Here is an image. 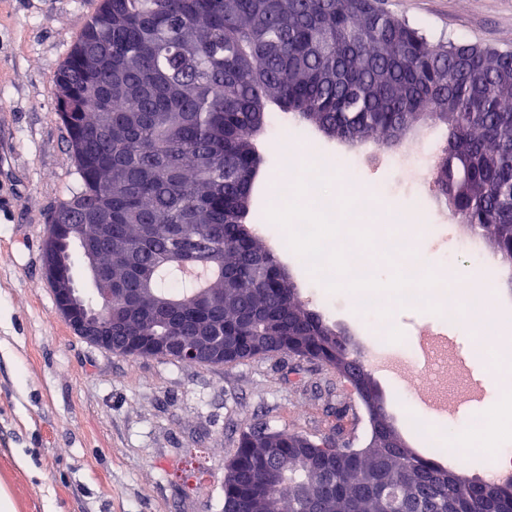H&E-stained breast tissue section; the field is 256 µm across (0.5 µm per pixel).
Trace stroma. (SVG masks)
I'll use <instances>...</instances> for the list:
<instances>
[{
    "mask_svg": "<svg viewBox=\"0 0 512 512\" xmlns=\"http://www.w3.org/2000/svg\"><path fill=\"white\" fill-rule=\"evenodd\" d=\"M99 0H0V491L14 512H222L225 462L243 430L261 426L315 440L363 447L369 416L356 391L336 371L316 361L269 355L233 365L204 366L129 358L80 336L59 315L42 268L51 217L77 186L66 131L55 112L57 71ZM431 40L512 49V0H382ZM277 134L261 145L262 178L254 187L251 222L271 225L262 235L288 268L300 299L312 309L330 301L327 319L351 341L372 331L350 310L347 292L315 287L285 237L287 223L271 185L298 161H284ZM377 168L364 169L340 198L350 223L366 224L363 242L375 247L382 214L394 208L426 211L431 223L451 224L443 199L410 195L413 171L394 174L380 192ZM447 265L427 263L419 300L391 310L403 334L426 327L434 295L451 280ZM512 335L496 336L470 369L483 373L502 400L512 399ZM465 371L407 375L417 391L445 398L444 417L425 416L434 439L454 436L463 420L451 411ZM344 417H337V410ZM203 448L209 474L186 496L163 466L176 449Z\"/></svg>",
    "mask_w": 512,
    "mask_h": 512,
    "instance_id": "35a3bbf8",
    "label": "stroma"
}]
</instances>
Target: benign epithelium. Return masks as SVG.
<instances>
[{
  "mask_svg": "<svg viewBox=\"0 0 512 512\" xmlns=\"http://www.w3.org/2000/svg\"><path fill=\"white\" fill-rule=\"evenodd\" d=\"M56 216L44 246V268L52 283L58 313L79 336L89 343L119 356L132 352L161 353L183 358L190 363L210 366L232 364L243 356H259L268 352L242 342L236 335H212V326L205 319L192 324V336H131L126 332L127 313L135 301L132 288H108L97 309L87 308L79 289L73 287L64 268L63 250L75 233V225L62 224Z\"/></svg>",
  "mask_w": 512,
  "mask_h": 512,
  "instance_id": "7a95c632",
  "label": "benign epithelium"
}]
</instances>
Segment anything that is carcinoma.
Wrapping results in <instances>:
<instances>
[{"instance_id": "obj_1", "label": "carcinoma", "mask_w": 512, "mask_h": 512, "mask_svg": "<svg viewBox=\"0 0 512 512\" xmlns=\"http://www.w3.org/2000/svg\"><path fill=\"white\" fill-rule=\"evenodd\" d=\"M56 95L79 177L58 210L82 226L79 253L98 251L114 280L152 271L145 307L129 315L135 333L167 335L198 313L181 302L208 294L220 334L289 335V356L333 370L355 357L336 351L341 332L297 297L275 256L239 234L274 108L349 146H396L421 121L445 126L434 190L512 260V50L433 42L380 0H101L57 72ZM264 257L270 275L258 288ZM226 265L236 282L227 297ZM261 433L239 435L224 512H270L251 484L275 486L279 512H385L384 484L404 500L446 505L465 495L454 469L373 430L363 448L325 446L336 492L322 500V468L294 447L298 435ZM464 505L512 512V491Z\"/></svg>"}]
</instances>
